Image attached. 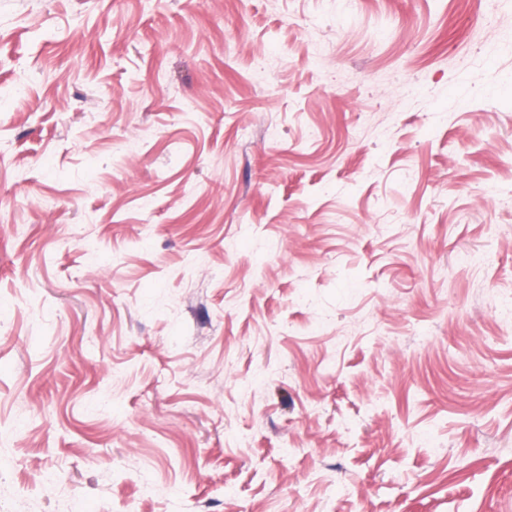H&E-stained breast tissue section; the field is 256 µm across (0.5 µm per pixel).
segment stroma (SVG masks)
I'll list each match as a JSON object with an SVG mask.
<instances>
[{
    "mask_svg": "<svg viewBox=\"0 0 512 512\" xmlns=\"http://www.w3.org/2000/svg\"><path fill=\"white\" fill-rule=\"evenodd\" d=\"M76 496L512 512V0H0V512Z\"/></svg>",
    "mask_w": 512,
    "mask_h": 512,
    "instance_id": "35a3bbf8",
    "label": "stroma"
}]
</instances>
